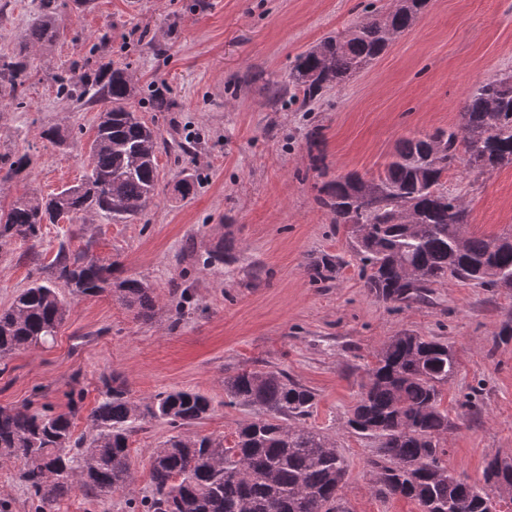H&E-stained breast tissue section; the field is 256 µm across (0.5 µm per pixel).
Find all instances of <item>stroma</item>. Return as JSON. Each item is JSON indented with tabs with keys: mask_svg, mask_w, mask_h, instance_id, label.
Returning a JSON list of instances; mask_svg holds the SVG:
<instances>
[{
	"mask_svg": "<svg viewBox=\"0 0 512 512\" xmlns=\"http://www.w3.org/2000/svg\"><path fill=\"white\" fill-rule=\"evenodd\" d=\"M56 2L62 36L32 53L24 103H0V151L33 159L30 175L0 183V202L48 195L86 174L99 109L62 98L56 76L105 32L108 59L133 77L132 105L167 148L157 156V193L130 223L63 220L44 225L36 254L20 241L1 248L0 310L47 276L62 241L145 281L157 307L142 319L106 295L71 299L53 346L7 359L0 407L59 412L82 393L79 436L115 377L140 401L172 389L206 395L212 410L193 431L228 441L258 412L225 405V377L280 370L315 394L305 424L344 456L349 512H418L409 499L376 494L367 467L375 442L345 426L377 351L408 330L447 343L458 358L442 388L453 423L445 437L451 472L478 484L490 458L512 457V338L501 333L512 319V288L452 279L422 301L379 300L364 286L346 226L316 202L326 177L378 174L401 138L455 125L473 87L512 74V0H430L384 55L304 108L270 102L268 87L287 83L296 54L349 28L361 0ZM39 8L40 0H0V55L15 51ZM160 95L171 110L156 108ZM51 126L63 144L44 139ZM316 131L320 166L310 149ZM174 142L195 150L173 151ZM185 179L194 184L187 195L179 191ZM444 188L468 204L470 233L512 230V165L479 177L450 172ZM225 243L234 261L206 264ZM323 255L341 266L316 283L307 265ZM172 433L162 420L132 433L134 493L115 492L103 505L76 490L53 512H129L130 497L151 489L152 448ZM17 469L0 463V512H35Z\"/></svg>",
	"mask_w": 512,
	"mask_h": 512,
	"instance_id": "1",
	"label": "stroma"
}]
</instances>
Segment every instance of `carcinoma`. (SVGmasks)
I'll list each match as a JSON object with an SVG mask.
<instances>
[{"mask_svg": "<svg viewBox=\"0 0 512 512\" xmlns=\"http://www.w3.org/2000/svg\"><path fill=\"white\" fill-rule=\"evenodd\" d=\"M418 14L411 7L389 14L365 11L346 32L297 55L288 84L270 88V100L287 95L307 105L342 87L409 30ZM59 36L55 0H41L40 16L18 48L0 57L1 98L25 99L29 52ZM60 87L66 97L103 110L89 146L90 171L80 183L0 205V240L17 237L32 252L41 243L44 224L73 223L90 213L125 221L139 214L157 190L160 139L132 108L134 86L127 66L75 61ZM506 164H512V74L479 83L465 100L458 125L400 140L377 177L384 190L376 201H356L359 192L370 190L369 179L356 173L324 182L316 200L334 223L360 225L351 248L366 288L385 302L423 299L430 288L450 279L507 288L512 234H460L449 217L467 208L461 197L443 189L452 169L480 176ZM31 166L26 152H0L5 180ZM49 268L50 277L34 280L0 311L1 361L20 350L54 344L67 317L69 295L107 293L141 318L155 312L153 289L137 278L113 276L112 263L62 245ZM336 269L329 255L309 264L315 282L332 279ZM59 282L67 293L59 291ZM456 372L457 360L447 344L403 331L376 355L346 424L377 441L369 467L378 495L410 499L419 512H512V470L496 468V459L487 463L481 485L448 470L442 436L450 422L439 386ZM224 393L230 405L262 411L240 423L227 446L222 439L184 433L209 415L211 402L205 395L179 389L139 403L114 378L105 382L88 416L86 438L74 437L73 409L0 408V460L20 465L18 478L37 498L36 512H50L56 498L71 490L102 503L116 491L134 492L133 429L164 420L178 433L150 453L153 488L139 501L143 512H347L344 456L325 433L299 424L314 404L311 390L283 371L253 368L225 378Z\"/></svg>", "mask_w": 512, "mask_h": 512, "instance_id": "carcinoma-1", "label": "carcinoma"}]
</instances>
